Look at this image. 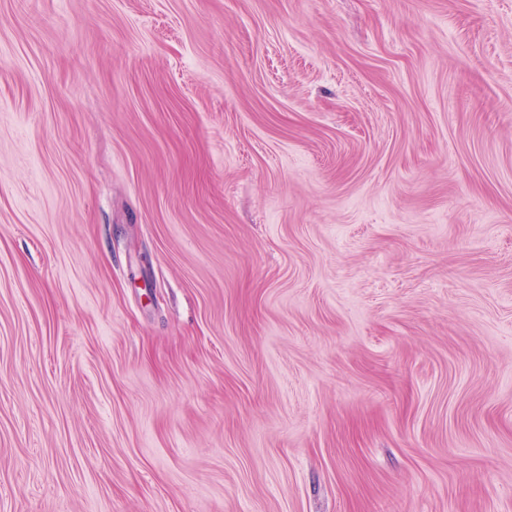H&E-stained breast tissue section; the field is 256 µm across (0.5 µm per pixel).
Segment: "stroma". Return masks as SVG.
Returning a JSON list of instances; mask_svg holds the SVG:
<instances>
[{"mask_svg": "<svg viewBox=\"0 0 512 512\" xmlns=\"http://www.w3.org/2000/svg\"><path fill=\"white\" fill-rule=\"evenodd\" d=\"M0 512H512V0H0Z\"/></svg>", "mask_w": 512, "mask_h": 512, "instance_id": "35a3bbf8", "label": "stroma"}]
</instances>
